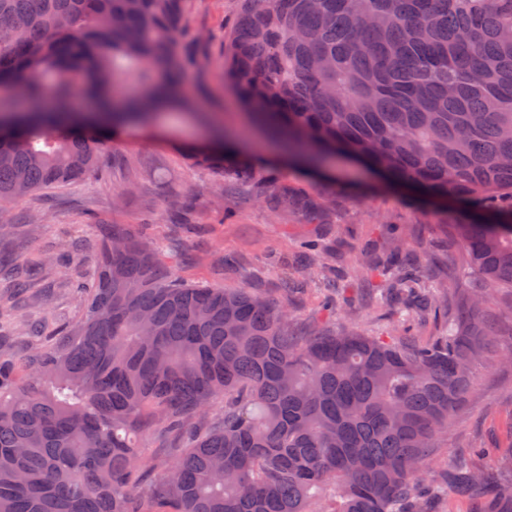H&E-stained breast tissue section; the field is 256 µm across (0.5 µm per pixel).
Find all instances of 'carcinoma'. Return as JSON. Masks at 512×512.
I'll use <instances>...</instances> for the list:
<instances>
[{
    "instance_id": "1",
    "label": "carcinoma",
    "mask_w": 512,
    "mask_h": 512,
    "mask_svg": "<svg viewBox=\"0 0 512 512\" xmlns=\"http://www.w3.org/2000/svg\"><path fill=\"white\" fill-rule=\"evenodd\" d=\"M183 0H0V206L90 176L119 129L185 106ZM224 78L288 159L346 157L425 203L458 206L444 298L394 253L382 304L446 305L428 343L291 332L287 303L183 282L155 244L103 230L81 318L17 347L0 333V512H436L429 462L498 354L491 293L512 315V0H240ZM222 135L194 165L278 214L318 219ZM221 401L224 410L210 412ZM178 438L148 466V430ZM458 495L512 482L457 468Z\"/></svg>"
}]
</instances>
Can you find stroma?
Listing matches in <instances>:
<instances>
[{"label": "stroma", "mask_w": 512, "mask_h": 512, "mask_svg": "<svg viewBox=\"0 0 512 512\" xmlns=\"http://www.w3.org/2000/svg\"><path fill=\"white\" fill-rule=\"evenodd\" d=\"M238 7L237 0H184V44L192 63L186 95L196 110L232 117L243 112L222 78L225 34ZM198 135L183 117L168 116L153 128L119 136L91 176L13 205L14 213H34L38 219L17 228L5 251L29 261L47 249L59 253L57 267L41 277L49 288L47 300H29L28 313L47 317L52 328L78 320L79 296L90 279L89 259L100 233L108 225L124 224L162 242L163 260L185 282L245 288L273 301L283 298V280L304 276L306 243L335 251L334 270L308 277L307 288L288 299L296 330L321 324L420 342L442 331V309L405 323L372 304L357 316L349 308L361 297L378 296L382 282L373 267L388 257L396 229H405V250L429 280L445 274L449 260L462 251L460 240L444 229L446 214L420 210L409 192L385 186L358 164L340 160L326 186L336 196V209L325 223L282 219L247 187L237 184L224 193L222 179L185 160L178 144ZM511 458L509 361L479 367L476 387L437 449L429 477L439 480L460 465L494 470Z\"/></svg>", "instance_id": "obj_1"}]
</instances>
